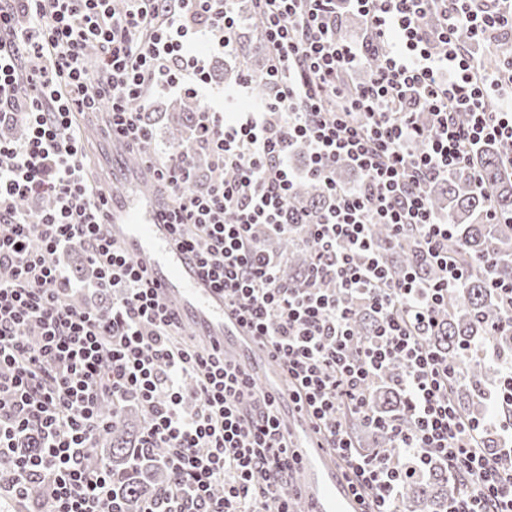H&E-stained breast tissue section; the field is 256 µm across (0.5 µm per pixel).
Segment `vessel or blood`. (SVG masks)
I'll return each instance as SVG.
<instances>
[{
  "label": "vessel or blood",
  "mask_w": 512,
  "mask_h": 512,
  "mask_svg": "<svg viewBox=\"0 0 512 512\" xmlns=\"http://www.w3.org/2000/svg\"><path fill=\"white\" fill-rule=\"evenodd\" d=\"M105 149L120 161L118 188L112 191L105 231L123 254L134 259L177 315L185 336L203 346H217L231 364L255 375L266 392L287 397L283 367L272 360L266 344L232 314L223 289L203 275L195 257L178 244L172 225L163 221L167 200L152 186V171L128 160L117 139ZM288 442L301 458L297 512H365L366 505L350 487L342 463L323 447L308 420L282 415Z\"/></svg>",
  "instance_id": "obj_1"
}]
</instances>
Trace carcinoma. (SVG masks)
<instances>
[{"instance_id":"1","label":"carcinoma","mask_w":512,"mask_h":512,"mask_svg":"<svg viewBox=\"0 0 512 512\" xmlns=\"http://www.w3.org/2000/svg\"><path fill=\"white\" fill-rule=\"evenodd\" d=\"M508 48L507 43L501 42L495 51L481 55L483 67L498 69ZM242 55L246 69L253 76V102L259 104L272 94V86L262 78L263 52L244 42ZM198 111L200 108L194 100L183 99L178 104L177 115L172 117L171 128L175 146L194 159L189 182V188L194 191L202 190L209 178V161L200 147L196 130ZM510 153L512 145L506 143L479 145L471 154L481 183H474L464 172H454L431 189L435 209L447 213L448 222L454 227L448 250L465 260L492 254L502 272L512 269V223L489 224L486 214L492 209L503 219L512 217V175L505 164V157ZM328 203L322 188L309 178L296 185L291 200L293 208L312 216ZM374 240L395 272L415 269L425 279L436 278L435 268L419 252L414 236L408 235L401 244L395 245L389 229L379 224L374 228ZM266 244L281 259L290 286L305 287L311 250L304 230L299 228L287 237H271ZM504 313V306L490 294L486 276L478 269L462 287L448 293L447 309L440 310L437 326L431 335L424 337L429 347L457 363L459 372L468 379L465 384L458 379L452 381L450 396L470 417L479 418L485 411L484 403L473 393L471 385L495 387L501 381V373L488 372L484 358L478 352L495 350L501 355L512 354V335L493 330ZM397 372L398 366L390 367L387 381L374 393L373 400L380 412L406 418L408 407L393 385ZM104 414L109 419L106 442L90 453L89 462L108 466L112 472L113 497L122 512H137L144 501L158 496L169 484L164 465L165 450L143 447L144 415L134 413L133 408L122 407L114 412L108 406ZM453 488L447 465L435 460L426 467L423 475L402 484L400 508L402 512H441Z\"/></svg>"}]
</instances>
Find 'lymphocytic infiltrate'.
Returning a JSON list of instances; mask_svg holds the SVG:
<instances>
[{
  "label": "lymphocytic infiltrate",
  "instance_id": "1",
  "mask_svg": "<svg viewBox=\"0 0 512 512\" xmlns=\"http://www.w3.org/2000/svg\"><path fill=\"white\" fill-rule=\"evenodd\" d=\"M270 59L271 97L235 119L198 112L200 143L213 174L187 189L193 161L177 148L146 155L171 205L178 243L222 288L231 309L288 367L289 395L325 447L347 467L369 512H400L399 489L432 457L466 477L446 512H512V448H485L480 430L512 427L499 412L512 398V364L481 418L448 397L454 363L424 342L436 311L472 270L505 306L512 332V276L482 258L464 265L448 253L453 229L428 185L470 170L473 146L512 143V57L480 68L460 45L512 33V0H349L383 44L365 81L347 78L367 59L339 36L336 0H250ZM233 0H0V126L19 123L21 140L0 138V512L30 501L34 512H116L112 477L86 460L107 431L105 403L135 401L148 411L146 447L167 451L163 504L141 512H293L300 461L286 441L279 403L218 350L177 341L168 309L134 261L104 232L108 192L87 182L75 117L98 115L109 137L134 150L152 135L144 121L154 92L201 97L208 72L191 53L205 37L236 52ZM329 206L308 220L290 209L295 144ZM362 181L336 183V167ZM47 196L46 209L26 201ZM415 233L439 270L397 277L373 242ZM304 228L312 259L307 285L283 281L258 228ZM82 243L94 277L76 282L60 262ZM107 302L111 315L71 304L75 293ZM375 318L371 334L351 327L357 309ZM409 423L375 413L367 386L392 361ZM361 417L390 437L395 456L364 454L346 427ZM27 438L35 449L18 454Z\"/></svg>",
  "mask_w": 512,
  "mask_h": 512
}]
</instances>
